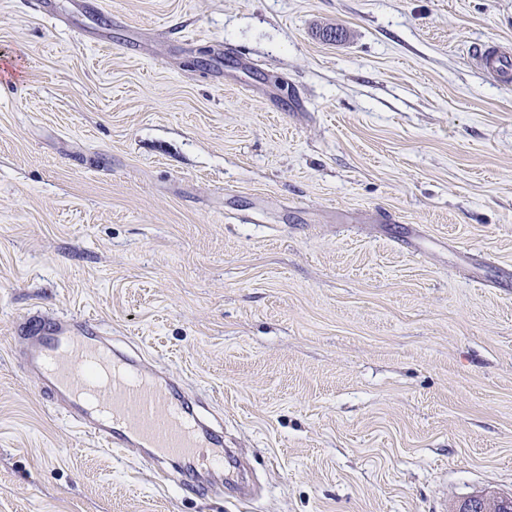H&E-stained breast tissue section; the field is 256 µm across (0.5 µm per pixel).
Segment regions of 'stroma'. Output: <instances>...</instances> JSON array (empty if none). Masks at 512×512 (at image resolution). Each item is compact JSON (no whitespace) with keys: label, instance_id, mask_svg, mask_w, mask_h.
Masks as SVG:
<instances>
[{"label":"stroma","instance_id":"1","mask_svg":"<svg viewBox=\"0 0 512 512\" xmlns=\"http://www.w3.org/2000/svg\"><path fill=\"white\" fill-rule=\"evenodd\" d=\"M103 2L0 0V512L512 494V0ZM32 314L177 377L252 499L72 426ZM478 64L493 79L505 80L510 78L511 61L509 52L493 41L485 42L474 53Z\"/></svg>","mask_w":512,"mask_h":512}]
</instances>
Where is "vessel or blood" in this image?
Segmentation results:
<instances>
[{
  "instance_id": "b4317fda",
  "label": "vessel or blood",
  "mask_w": 512,
  "mask_h": 512,
  "mask_svg": "<svg viewBox=\"0 0 512 512\" xmlns=\"http://www.w3.org/2000/svg\"><path fill=\"white\" fill-rule=\"evenodd\" d=\"M488 76L512 77V54L486 42L474 53ZM23 364L48 400L69 404V419L82 431L118 450L145 449L157 476L170 466L184 475L224 464V440L177 399L178 380L112 344L75 319L41 316L22 336Z\"/></svg>"
}]
</instances>
